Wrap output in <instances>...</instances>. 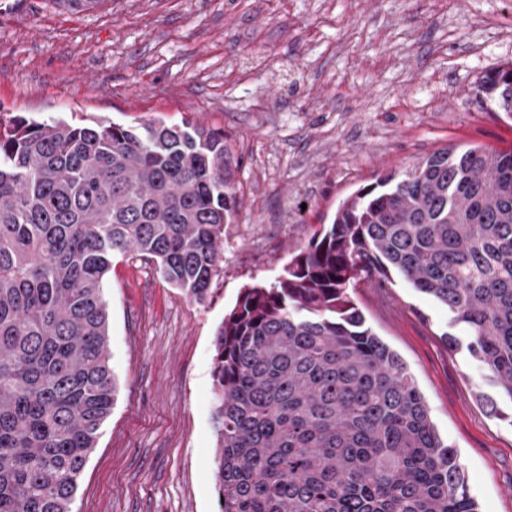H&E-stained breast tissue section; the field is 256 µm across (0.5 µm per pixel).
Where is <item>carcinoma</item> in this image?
<instances>
[{
    "mask_svg": "<svg viewBox=\"0 0 512 512\" xmlns=\"http://www.w3.org/2000/svg\"><path fill=\"white\" fill-rule=\"evenodd\" d=\"M478 92L512 115V63ZM239 167L198 122L0 119V512H72L116 389L112 258L143 254L206 303ZM393 272L446 309L512 400V148H447L379 177L275 282L242 288L215 340L219 512H478L405 362L349 294Z\"/></svg>",
    "mask_w": 512,
    "mask_h": 512,
    "instance_id": "obj_1",
    "label": "carcinoma"
}]
</instances>
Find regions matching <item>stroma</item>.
<instances>
[{
	"mask_svg": "<svg viewBox=\"0 0 512 512\" xmlns=\"http://www.w3.org/2000/svg\"><path fill=\"white\" fill-rule=\"evenodd\" d=\"M512 62V0H105L79 12L0 0V116L202 122L240 160L242 206L206 304L142 256L102 287L115 402L75 512H218L215 333L241 288L274 281L342 199L450 145L512 147L476 95ZM368 325L406 363L479 512H512V400L399 276L357 283ZM494 401L498 412L489 414Z\"/></svg>",
	"mask_w": 512,
	"mask_h": 512,
	"instance_id": "stroma-1",
	"label": "stroma"
}]
</instances>
